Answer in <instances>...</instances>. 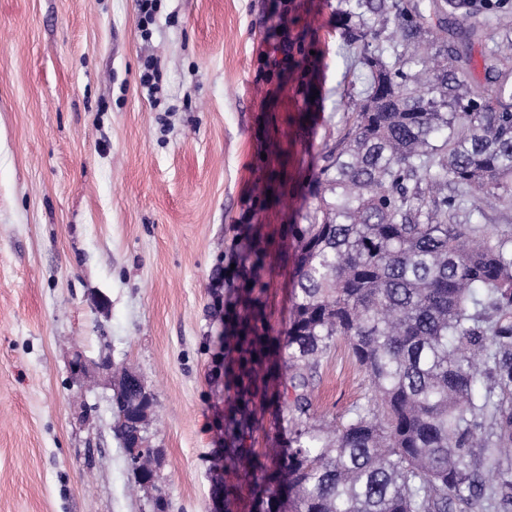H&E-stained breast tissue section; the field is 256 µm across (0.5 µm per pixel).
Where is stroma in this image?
Segmentation results:
<instances>
[{
    "label": "stroma",
    "mask_w": 512,
    "mask_h": 512,
    "mask_svg": "<svg viewBox=\"0 0 512 512\" xmlns=\"http://www.w3.org/2000/svg\"><path fill=\"white\" fill-rule=\"evenodd\" d=\"M342 0H0V512H153L112 432L107 374L135 367L167 512H218L224 336L284 338L302 229L363 69ZM288 40L308 74L280 65ZM159 90L139 85L146 58ZM242 252L245 264L230 271ZM106 308H98L97 299ZM344 343L320 362L316 419L363 402Z\"/></svg>",
    "instance_id": "1"
}]
</instances>
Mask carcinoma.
<instances>
[{
    "label": "carcinoma",
    "instance_id": "obj_1",
    "mask_svg": "<svg viewBox=\"0 0 512 512\" xmlns=\"http://www.w3.org/2000/svg\"><path fill=\"white\" fill-rule=\"evenodd\" d=\"M344 44L367 69L360 110L323 169L300 236L295 302L281 350L224 337L233 390L224 468L256 512H512V229L473 222L512 197V20L504 0H345ZM496 21L469 80L448 24ZM344 341L369 392L331 426L314 419L320 358ZM136 384L112 401L134 485L150 447H127ZM288 409V450L252 448L256 401Z\"/></svg>",
    "mask_w": 512,
    "mask_h": 512
}]
</instances>
